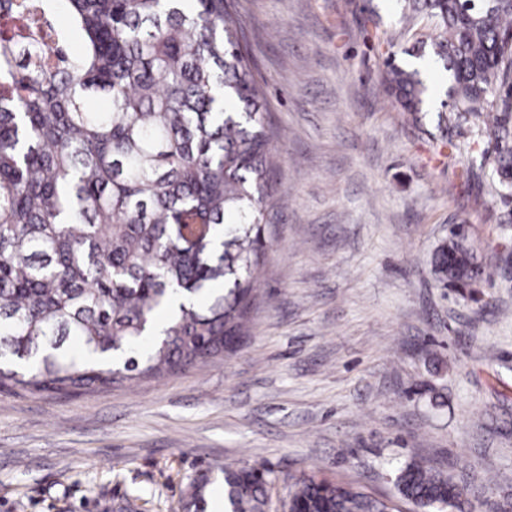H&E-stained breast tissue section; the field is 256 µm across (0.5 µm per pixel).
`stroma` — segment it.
<instances>
[{
  "mask_svg": "<svg viewBox=\"0 0 512 512\" xmlns=\"http://www.w3.org/2000/svg\"><path fill=\"white\" fill-rule=\"evenodd\" d=\"M290 202L267 234L236 352L135 385L0 391V512H178L192 481L260 462L397 504L418 460L474 477L466 512L512 498V193L476 126L401 111L379 77L422 28L398 0H234ZM463 225L492 281L446 287Z\"/></svg>",
  "mask_w": 512,
  "mask_h": 512,
  "instance_id": "1",
  "label": "stroma"
}]
</instances>
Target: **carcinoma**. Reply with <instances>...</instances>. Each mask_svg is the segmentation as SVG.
Wrapping results in <instances>:
<instances>
[{
    "mask_svg": "<svg viewBox=\"0 0 512 512\" xmlns=\"http://www.w3.org/2000/svg\"><path fill=\"white\" fill-rule=\"evenodd\" d=\"M64 2L82 52L64 31L0 39V387L36 392L162 378L233 350L285 199L233 0ZM402 2L406 22L431 23L411 53L450 72L452 110L492 144L495 190H512V0ZM381 80L402 111L422 110L418 71L389 56ZM437 259L452 285L484 274L458 234ZM222 478L224 512H267L271 469ZM396 483L415 512L468 504V483L416 460ZM206 485L193 481L186 512H205ZM287 509L393 512L312 477Z\"/></svg>",
    "mask_w": 512,
    "mask_h": 512,
    "instance_id": "1",
    "label": "carcinoma"
}]
</instances>
